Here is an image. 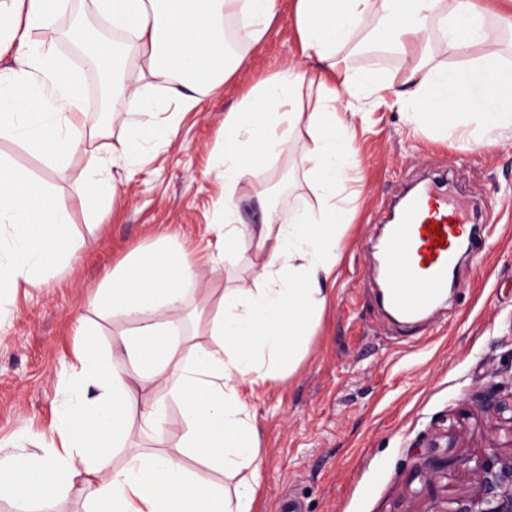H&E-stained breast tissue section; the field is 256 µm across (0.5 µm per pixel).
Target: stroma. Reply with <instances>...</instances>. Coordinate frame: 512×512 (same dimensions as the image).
<instances>
[{"mask_svg": "<svg viewBox=\"0 0 512 512\" xmlns=\"http://www.w3.org/2000/svg\"><path fill=\"white\" fill-rule=\"evenodd\" d=\"M83 16L98 20L103 38L122 48L126 89L146 86L134 43L100 22L95 0H71L36 37L78 65L79 51L58 34ZM299 54L291 0H280L274 27L249 48L247 65L206 90L170 141L148 140L152 155L140 166L114 163V199L91 206L77 196L81 156L58 169L19 139L0 136V158L52 191L77 244L63 273L38 287L0 290V440L22 434L25 453H40L37 436L55 419L75 349L88 341L111 346L123 324L89 297L113 268L165 233L175 249L207 246L206 228L224 203L217 171L224 114ZM354 125L360 173L348 185L356 200L332 298L298 370L252 402L264 458L256 512H285L287 502L296 512H427L428 501L410 502L409 494L421 486L428 439L449 430L458 436V455L481 456L495 422L474 397L494 384L512 391V139L441 140L383 106ZM443 172L450 179L440 191L461 185L492 208L475 254L462 257L457 288L426 319L400 323L380 306L368 274L380 224L401 192ZM254 181L285 184V217L312 198L295 148ZM251 258L240 248L217 271L201 269V279L220 288L252 286ZM81 323L89 337L77 335Z\"/></svg>", "mask_w": 512, "mask_h": 512, "instance_id": "1", "label": "stroma"}]
</instances>
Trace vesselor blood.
Segmentation results:
<instances>
[{"instance_id":"obj_1","label":"vessel or blood","mask_w":512,"mask_h":512,"mask_svg":"<svg viewBox=\"0 0 512 512\" xmlns=\"http://www.w3.org/2000/svg\"><path fill=\"white\" fill-rule=\"evenodd\" d=\"M473 219L465 203L444 201L432 189L410 197L388 227L384 305L408 320L431 305L458 266V241Z\"/></svg>"}]
</instances>
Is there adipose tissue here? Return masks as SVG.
<instances>
[{
    "mask_svg": "<svg viewBox=\"0 0 512 512\" xmlns=\"http://www.w3.org/2000/svg\"><path fill=\"white\" fill-rule=\"evenodd\" d=\"M68 6L0 0V57H12L0 68V133L57 167L86 140H102L85 161L84 205L90 192L104 191L109 163L137 166L147 131L158 125L176 135L203 88L246 65L245 53H224L225 17L242 18L240 39L255 46L279 13V0H98L100 15L131 33L152 79L151 91L113 97V112L129 114L130 125L109 141L102 124L85 120L76 74L33 38ZM293 11L301 59L259 81L224 114V211L214 225L215 248L195 264L161 247L113 269L111 287L98 288L90 302L124 327L108 354L90 345L76 352L43 455L0 454L1 502L53 512L55 498L74 488L86 498L85 512H254L262 457L252 400L293 374L337 280L356 116L384 104L442 137L512 139V69L475 0H293ZM369 17L378 20L373 40L405 60L400 81L361 72L342 53ZM67 37L85 48L84 69L114 74L117 52L93 24H76ZM469 47L479 54L465 65L445 62ZM307 83L316 85L318 100L305 113L297 93ZM293 143L315 203L283 220L260 190L261 223H234L236 186ZM239 244L253 250L255 286L200 291L197 264L218 268ZM75 249L48 188L1 160L0 288L41 284ZM191 294L198 301L187 335ZM195 335L208 337L209 349L192 344ZM172 401L184 422L174 448L127 447L132 431L165 428ZM118 448L125 454L114 466Z\"/></svg>",
    "mask_w": 512,
    "mask_h": 512,
    "instance_id": "1",
    "label": "adipose tissue"
}]
</instances>
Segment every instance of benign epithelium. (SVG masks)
Instances as JSON below:
<instances>
[{
    "label": "benign epithelium",
    "instance_id": "obj_1",
    "mask_svg": "<svg viewBox=\"0 0 512 512\" xmlns=\"http://www.w3.org/2000/svg\"><path fill=\"white\" fill-rule=\"evenodd\" d=\"M479 410L509 424V439L501 444L492 441L487 452L474 461L450 452L456 447L457 438L453 434H443L428 442L430 448H442L444 452L427 458L423 487L415 495H424L432 500L429 512H512V393L501 396L496 386H491L477 396ZM465 468L476 479L477 489L464 493L451 501V506L442 507L438 501L437 482L449 469Z\"/></svg>",
    "mask_w": 512,
    "mask_h": 512
}]
</instances>
